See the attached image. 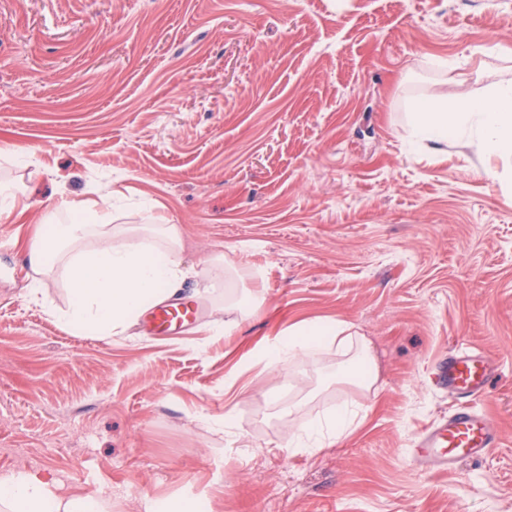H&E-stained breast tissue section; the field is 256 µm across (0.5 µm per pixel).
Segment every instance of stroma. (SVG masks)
<instances>
[{"instance_id": "35a3bbf8", "label": "stroma", "mask_w": 512, "mask_h": 512, "mask_svg": "<svg viewBox=\"0 0 512 512\" xmlns=\"http://www.w3.org/2000/svg\"><path fill=\"white\" fill-rule=\"evenodd\" d=\"M511 79L512 0H0V175L17 152L34 173L0 218V474L112 512H512V158L420 147L409 119ZM91 186L122 223L154 199L180 226L196 320L72 332L61 264L30 301L42 219ZM216 251L229 280L202 271ZM229 293L263 302L208 332ZM314 320L370 341L377 392L336 380L332 348L250 364ZM461 344L498 361L475 407L501 436L425 473L411 441L451 406L429 373ZM343 405L353 434L289 447Z\"/></svg>"}]
</instances>
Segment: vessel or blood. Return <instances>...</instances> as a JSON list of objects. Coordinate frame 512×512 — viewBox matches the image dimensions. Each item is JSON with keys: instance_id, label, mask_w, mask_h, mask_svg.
Instances as JSON below:
<instances>
[{"instance_id": "1", "label": "vessel or blood", "mask_w": 512, "mask_h": 512, "mask_svg": "<svg viewBox=\"0 0 512 512\" xmlns=\"http://www.w3.org/2000/svg\"><path fill=\"white\" fill-rule=\"evenodd\" d=\"M195 308L170 303L154 309L159 325L171 327L194 316ZM497 368L494 357L476 348L461 347L440 360L432 374L433 384L462 398L447 418L434 422L418 434L411 454L422 470H444L467 460L483 457L500 437V427L487 412L467 407L468 399L482 396Z\"/></svg>"}]
</instances>
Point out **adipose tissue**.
Instances as JSON below:
<instances>
[{
	"label": "adipose tissue",
	"instance_id": "adipose-tissue-1",
	"mask_svg": "<svg viewBox=\"0 0 512 512\" xmlns=\"http://www.w3.org/2000/svg\"><path fill=\"white\" fill-rule=\"evenodd\" d=\"M414 133L439 147L455 142L475 147L493 157L512 155V82L496 86L492 94L460 108L443 100L419 107L411 115ZM137 225L115 223L110 196L98 202L57 200L53 215L59 220L52 233L41 234L32 251L34 275L28 296L40 300L45 277L57 263L69 275L68 304L58 317L76 332L121 336L137 324L148 307L180 294L191 272L182 265V233L177 225L161 223L155 204L142 210ZM94 247L83 248L86 238ZM335 346L348 354L359 373L352 381L372 390L379 369L367 340H352L333 321H312L277 339L256 354L258 363L274 368L282 362ZM359 417L357 408L345 406L322 422L289 435L288 445L313 453L326 439L349 434ZM0 503L9 512H110L109 499L60 497L37 476L14 472L0 475Z\"/></svg>",
	"mask_w": 512,
	"mask_h": 512
}]
</instances>
